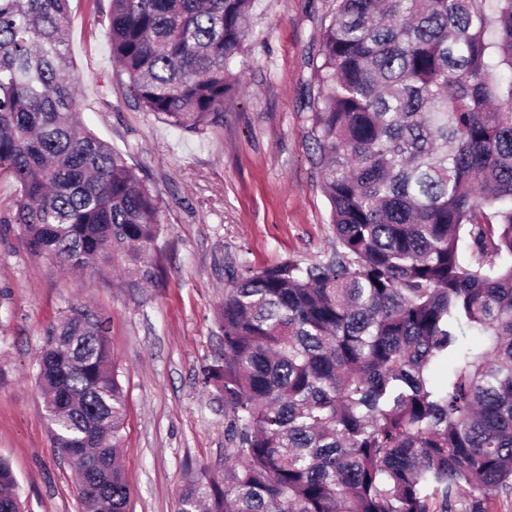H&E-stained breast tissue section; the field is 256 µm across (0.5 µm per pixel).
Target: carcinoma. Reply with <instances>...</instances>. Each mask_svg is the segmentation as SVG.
Returning a JSON list of instances; mask_svg holds the SVG:
<instances>
[{"instance_id":"carcinoma-1","label":"carcinoma","mask_w":512,"mask_h":512,"mask_svg":"<svg viewBox=\"0 0 512 512\" xmlns=\"http://www.w3.org/2000/svg\"><path fill=\"white\" fill-rule=\"evenodd\" d=\"M256 0H109L137 103L201 133L238 88ZM309 62L312 164L336 250L224 293V478L178 512H496L512 496V0H333ZM71 0H0L1 224L64 267L158 278L160 202L79 119ZM446 374L435 381L440 366ZM35 377L91 512H129L108 319L72 306ZM0 502L22 512L0 458Z\"/></svg>"}]
</instances>
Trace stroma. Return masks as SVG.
I'll return each instance as SVG.
<instances>
[{
  "label": "stroma",
  "instance_id": "35a3bbf8",
  "mask_svg": "<svg viewBox=\"0 0 512 512\" xmlns=\"http://www.w3.org/2000/svg\"><path fill=\"white\" fill-rule=\"evenodd\" d=\"M331 0H256L240 90L203 133L144 111L109 50L106 0H72L69 48L82 120L122 154L161 202L160 274L123 288L93 269L66 272L0 240V458L24 512H85L75 473L51 445L33 365L45 328L75 304L110 319L126 391L121 468L130 512H178L188 472L224 474V404L204 369L222 353L215 316L235 271L336 247L312 165L309 55Z\"/></svg>",
  "mask_w": 512,
  "mask_h": 512
}]
</instances>
